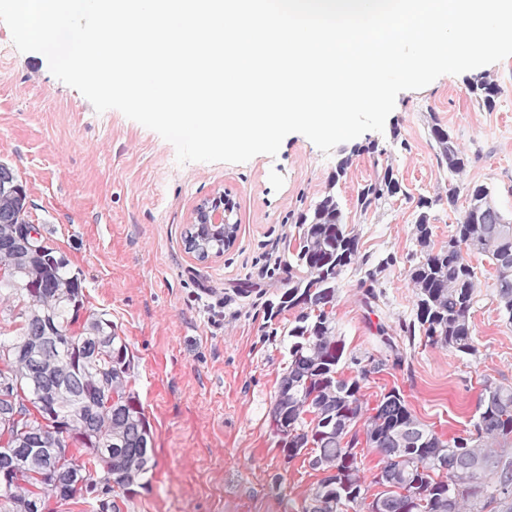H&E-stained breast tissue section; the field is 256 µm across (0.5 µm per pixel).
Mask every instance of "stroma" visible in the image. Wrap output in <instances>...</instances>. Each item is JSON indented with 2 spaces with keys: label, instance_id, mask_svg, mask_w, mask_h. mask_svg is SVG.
I'll return each mask as SVG.
<instances>
[{
  "label": "stroma",
  "instance_id": "1",
  "mask_svg": "<svg viewBox=\"0 0 512 512\" xmlns=\"http://www.w3.org/2000/svg\"><path fill=\"white\" fill-rule=\"evenodd\" d=\"M473 74L499 84L493 110L469 97L465 75L445 74L399 93L383 132H366L330 154L292 133L273 157L180 164L156 132L118 110L96 112L40 53L20 52L0 22V162L26 189V221L40 225L46 244L79 274L88 308L126 336L131 386L153 429L157 466L124 512H301L319 474L285 462L269 420L296 312H265L288 276L294 221L336 190L361 252L375 261L394 256L380 275L376 313L368 312L353 269L344 272L333 307L347 350L385 356L378 324L397 328L415 304L407 280L414 199L448 186L430 116L468 159L459 182L488 186L512 215V57ZM357 143L384 154L352 155ZM345 156L351 162L339 179L336 164ZM382 164L392 166L406 194L359 215L357 191ZM219 196L234 207L239 230L223 254L201 262L185 248L186 231L197 206ZM472 263L479 357L405 345L407 368L372 375L362 390L372 407L381 393L399 389L412 413L446 439L468 428L483 381L512 385V323L497 310L495 269L478 254ZM219 299L224 321L214 326L207 306Z\"/></svg>",
  "mask_w": 512,
  "mask_h": 512
}]
</instances>
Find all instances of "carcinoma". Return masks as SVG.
Returning <instances> with one entry per match:
<instances>
[{"mask_svg":"<svg viewBox=\"0 0 512 512\" xmlns=\"http://www.w3.org/2000/svg\"><path fill=\"white\" fill-rule=\"evenodd\" d=\"M466 90L492 108L500 93L491 80L474 77ZM430 136L439 168L460 175L468 160L453 136L430 115ZM407 195L392 167L359 188L357 208L377 210ZM482 184H448L445 194L419 195L414 237L419 256L407 277L416 298L415 317L399 325V336L379 327L395 358L357 356L346 351L328 307L336 301L342 272H364L366 305L379 301L378 275L394 262L374 265L348 227L340 197L327 192L298 214L299 251L288 263L279 301L270 316L300 308L288 328V367L280 378L271 413L273 429L290 464L309 448L304 461L323 472L302 512L365 509L370 486L380 512H512V385L485 382L471 428L442 440L407 407L397 389L364 406L361 390L388 362L402 364L396 340L419 339L473 358L479 355L470 324L477 303L471 257L489 258L496 269L498 310L512 323V221L490 224L480 203ZM24 188L0 191V314L20 320L18 335L0 337V512H44L46 502L94 499L99 512H123L135 485L150 483L156 467L154 438L138 394L130 387L129 344L102 314L87 316L72 330L86 296L68 260L42 238L40 226L24 218ZM463 215L448 244L435 247L434 210L446 203ZM349 368L346 379L340 370ZM363 422L362 429L357 423ZM83 449L80 456L69 448ZM379 456L366 484L358 457L363 447Z\"/></svg>","mask_w":512,"mask_h":512,"instance_id":"1","label":"carcinoma"}]
</instances>
